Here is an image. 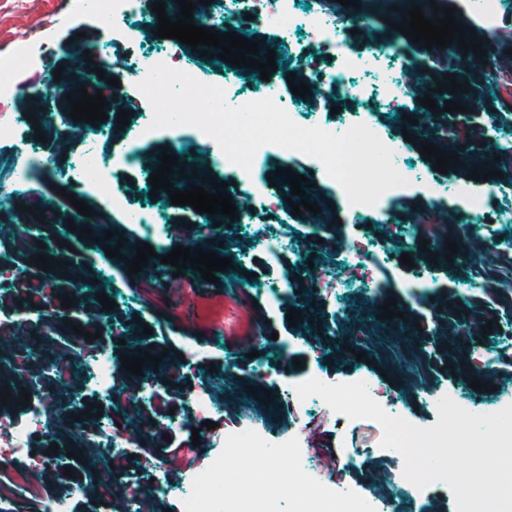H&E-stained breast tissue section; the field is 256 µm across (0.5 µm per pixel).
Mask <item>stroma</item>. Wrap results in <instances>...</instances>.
<instances>
[{
  "instance_id": "stroma-1",
  "label": "stroma",
  "mask_w": 512,
  "mask_h": 512,
  "mask_svg": "<svg viewBox=\"0 0 512 512\" xmlns=\"http://www.w3.org/2000/svg\"><path fill=\"white\" fill-rule=\"evenodd\" d=\"M76 0H10L0 13V56L26 44L31 61L14 80L13 110L21 123L0 138V182L9 179L17 146L43 131L49 167L31 168L17 185V195L27 199L29 211L0 205V258L8 259L14 274L0 285V337L12 340L13 351L24 348V339L39 336L45 349L69 357L74 365L108 349L114 358L135 356L143 350L159 357L150 384L157 401L138 398L139 376L119 371L118 383L135 395L133 401L110 403L87 394L84 401L50 406L42 430L47 440L33 438L32 446L43 463L36 478L49 497L70 482L93 486L103 474L134 490L138 512H184L178 489L188 486L197 470L169 460L168 448L196 447L210 468L215 457L228 456L225 433L238 430L245 420L260 417L268 441L275 442L288 431L300 429L307 460L316 478L336 483L369 499L394 502L400 512H457L449 488L434 484L412 494L397 478L403 466L400 454L378 446L379 431L368 419L336 417L328 408L305 410L292 404L286 382L300 381L319 373L329 383L363 377L378 388L400 417L422 426L438 420L437 398L460 395L472 412L500 410L512 403V301L500 292L502 282L512 280V156L500 147L512 141V38H490L478 29L471 6L463 0H419L426 17L434 7H450L465 32L475 33L483 48L492 52L493 65L501 71L498 80L488 78L482 57L466 54L449 64L443 48L433 47L428 85L436 110L410 100L399 104L383 97L372 64L359 73L367 86L364 98L340 101L339 112L325 102L305 98L296 114L298 122L325 123L367 121L381 141L392 149L398 165L406 170L408 186L392 189L378 209L353 214L342 204V193L328 182L312 157L288 155L281 147L262 146L255 154L250 173L239 174L215 165L221 148L212 138L193 129L164 132L140 143V161H122L115 145L128 130L117 123L118 110L107 109V119L96 142L99 156L110 167L108 191L83 183L73 166L85 143L87 127L73 121L67 101L32 96V87L46 88L63 80L79 84L88 76L93 60L112 59V77L118 78L122 110L143 118L151 106L137 88L139 72L155 56L175 50L180 60L192 66L199 81L227 84V101L238 106L256 100L262 85L257 81L229 83L234 68L199 56L175 39L156 37L158 16L151 6L140 7L129 23L125 39L113 43L102 34L98 18L80 13ZM320 12L334 18L350 32L349 44L312 43L306 34H295L290 57L277 58L275 75L285 80L291 67L319 74L330 72L343 52L363 53L365 33L374 44L390 37L389 19L404 0H360L359 6H344L339 0H315ZM230 24L240 36L274 43L275 32L248 17L237 0H222L215 6L205 28ZM94 49L92 61L82 60V46ZM456 78L466 84L468 109L448 113L447 96L436 89L438 80ZM411 124L400 123V115ZM464 129L475 143V154L464 166L448 173L435 171L433 162L421 155L426 125ZM191 153L197 160V175L177 173L169 179L176 189L187 190L195 179L209 177L227 183L237 201L260 199L266 207L258 219L217 215L206 251L232 260L233 266L205 281L199 272H177L162 258L184 243L201 215L191 206L172 204L167 193H153L150 162L160 160L163 150ZM494 163L491 181L471 177L474 166ZM307 177L310 201L332 203L334 221L316 229L310 211L294 214L288 199L291 189L276 168ZM495 191H486V184ZM90 206L83 215L67 201V194ZM484 199L482 211L470 210V197ZM153 209L159 221L135 224L129 214ZM55 211L50 222H36L35 211ZM39 223L38 243L21 239L14 227ZM92 231L83 238L81 229ZM473 250L467 270L439 255L444 241ZM153 247L148 270L129 273L125 261L136 256V243ZM120 247L121 258L106 255V248ZM85 256L79 268L43 270L34 256L65 258L69 249ZM410 264H403L402 255ZM314 263L321 281L306 279L296 266ZM101 277L105 293L115 300L110 312L112 328L119 338L101 330L96 316L102 304L87 296L71 308L61 299L86 278ZM395 299L398 317L381 316L386 300ZM443 307L447 316L437 341H430L435 327L432 310ZM303 319L289 326L290 309ZM464 318L470 333L459 337L457 318ZM150 334H143V327ZM250 344L255 358L243 353ZM364 361H357V353ZM487 383L484 391L470 388V380ZM220 412L215 428L207 430L195 414L191 396L201 386ZM271 392L268 401L255 400L253 389ZM100 405L104 416L89 414V405ZM188 422L186 430L169 429L171 418ZM119 427L128 444L123 453L111 455L98 434L100 422ZM199 442H192V434ZM246 457L244 468L225 466L224 490L232 492L243 479H264L268 472H296V462L269 458L266 451L237 449ZM346 459L333 465L334 456ZM74 468L67 476L65 468ZM170 487L157 494L154 483Z\"/></svg>"
}]
</instances>
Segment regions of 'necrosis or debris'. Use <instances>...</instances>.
Returning a JSON list of instances; mask_svg holds the SVG:
<instances>
[{
	"instance_id": "1",
	"label": "necrosis or debris",
	"mask_w": 512,
	"mask_h": 512,
	"mask_svg": "<svg viewBox=\"0 0 512 512\" xmlns=\"http://www.w3.org/2000/svg\"><path fill=\"white\" fill-rule=\"evenodd\" d=\"M241 4L258 16L260 24L278 34L282 47H291L298 29L315 43L341 40V31L333 20L314 10H298L295 0H241ZM80 5L85 13L102 21L106 37L115 41L123 39L138 10L136 0H80ZM28 63L29 51L23 45L11 55L0 58V136L18 124L12 110L14 77ZM39 424L38 410H30L27 419L22 421L14 410L0 407V497L6 499L19 491L38 493L31 438ZM224 445L228 448L268 446L274 455L297 461L305 455L304 441L297 432L284 436L276 445H268L262 421L257 417L247 419L245 430L226 434ZM223 468V461L218 459L208 472L196 477L193 489L185 496V512H281V501L285 498L294 505V512H387L383 501L368 500L310 477L282 484V495L278 498L270 496L261 484L251 481L244 482L233 495L227 496L217 490Z\"/></svg>"
}]
</instances>
